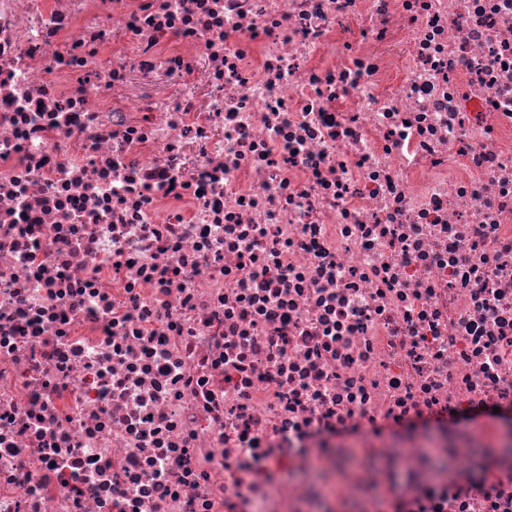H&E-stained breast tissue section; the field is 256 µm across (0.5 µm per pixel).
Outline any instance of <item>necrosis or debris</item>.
I'll use <instances>...</instances> for the list:
<instances>
[{"instance_id":"obj_1","label":"necrosis or debris","mask_w":512,"mask_h":512,"mask_svg":"<svg viewBox=\"0 0 512 512\" xmlns=\"http://www.w3.org/2000/svg\"><path fill=\"white\" fill-rule=\"evenodd\" d=\"M504 405L512 0H0V512H512Z\"/></svg>"}]
</instances>
